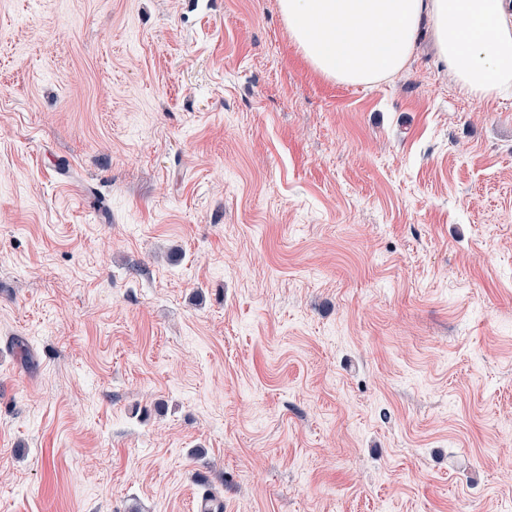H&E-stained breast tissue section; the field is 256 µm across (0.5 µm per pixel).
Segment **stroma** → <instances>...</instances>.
<instances>
[{"label":"stroma","mask_w":512,"mask_h":512,"mask_svg":"<svg viewBox=\"0 0 512 512\" xmlns=\"http://www.w3.org/2000/svg\"><path fill=\"white\" fill-rule=\"evenodd\" d=\"M512 512V96L316 75L278 0H0V512Z\"/></svg>","instance_id":"obj_1"}]
</instances>
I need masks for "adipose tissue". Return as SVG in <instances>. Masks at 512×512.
<instances>
[{
    "instance_id": "1",
    "label": "adipose tissue",
    "mask_w": 512,
    "mask_h": 512,
    "mask_svg": "<svg viewBox=\"0 0 512 512\" xmlns=\"http://www.w3.org/2000/svg\"><path fill=\"white\" fill-rule=\"evenodd\" d=\"M302 58L325 79L371 86L413 56L431 26L460 90L512 95V0H278Z\"/></svg>"
}]
</instances>
